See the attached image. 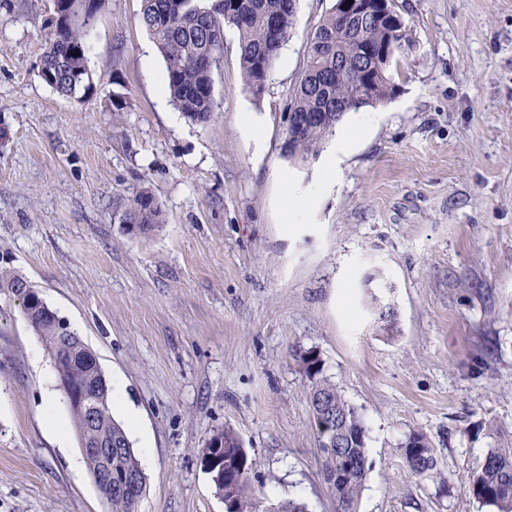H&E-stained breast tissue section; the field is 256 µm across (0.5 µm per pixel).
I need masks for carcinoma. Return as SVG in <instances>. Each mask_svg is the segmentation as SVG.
I'll return each instance as SVG.
<instances>
[{
	"label": "carcinoma",
	"mask_w": 512,
	"mask_h": 512,
	"mask_svg": "<svg viewBox=\"0 0 512 512\" xmlns=\"http://www.w3.org/2000/svg\"><path fill=\"white\" fill-rule=\"evenodd\" d=\"M64 23L55 26L42 63L54 76L50 85L58 95L91 89L86 68L85 33L97 19L104 0H56ZM343 0L307 37L306 64L288 103V129L283 155L304 163L318 154L321 145L335 133L336 125L349 112L381 103L393 95L389 69L399 65L397 53L409 41L406 27L385 24L353 26L346 23ZM296 0H142L140 22L152 35L166 65L165 84L175 105L190 121L205 124L215 112L212 73L224 48V30H236L244 85L256 99L267 81L280 50L293 36ZM393 47L388 65L378 68L375 58ZM79 55H74V52ZM369 82L375 96L361 101L352 93L356 82ZM125 223L147 235L163 223L160 206L147 193L129 200ZM22 278L0 270V291L17 298L34 333L54 351L64 374L62 394H74L88 385L101 384V367L75 331L65 332L60 317L43 301L33 298L35 290L19 288ZM311 405L324 457V479L336 497L339 512H355V503L368 469L366 428L355 409L335 386L319 381L312 386ZM80 441L100 438L111 446L112 471L123 473L129 482L104 488L110 512H138L146 492V478L124 427L110 411V400L89 421L81 403H68ZM341 449H336V443ZM409 469L419 477L447 482L437 471L432 444L426 436L413 434L402 446ZM215 456L224 462L227 476L213 480L217 494L234 497L235 512H305L293 500L261 505L249 491V458L237 435L224 429L213 433L200 451L202 461ZM468 492L498 512H512V452L490 449L480 471L470 481Z\"/></svg>",
	"instance_id": "1"
}]
</instances>
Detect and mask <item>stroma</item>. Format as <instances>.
I'll use <instances>...</instances> for the list:
<instances>
[{
	"label": "stroma",
	"mask_w": 512,
	"mask_h": 512,
	"mask_svg": "<svg viewBox=\"0 0 512 512\" xmlns=\"http://www.w3.org/2000/svg\"><path fill=\"white\" fill-rule=\"evenodd\" d=\"M333 3L298 0L258 99L225 29L217 107L197 124L164 88L141 0H104L81 99L38 75L52 0H0V268L120 382L149 438L132 441L151 458L138 512H224L198 455L224 429L255 461L258 500L336 512L308 351L366 428L356 512H496L467 487L489 449L512 448V0H397L409 42L395 94L344 116L357 137L323 184L325 154L283 157V114ZM144 191L164 222L140 236L123 212ZM57 389L0 292V512H109ZM414 433L447 485L412 475Z\"/></svg>",
	"instance_id": "obj_1"
}]
</instances>
